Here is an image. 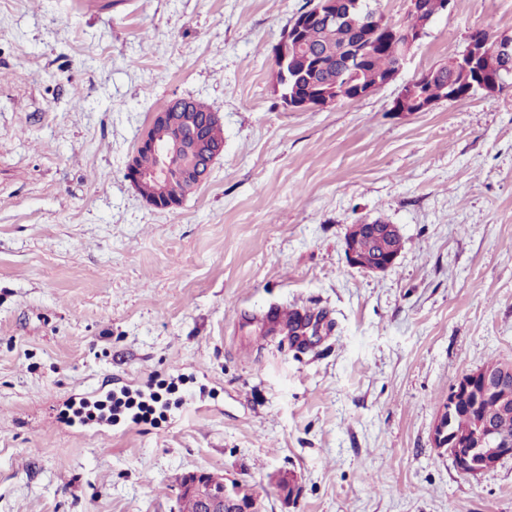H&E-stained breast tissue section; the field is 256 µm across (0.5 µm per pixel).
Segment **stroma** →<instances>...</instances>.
<instances>
[{"mask_svg":"<svg viewBox=\"0 0 512 512\" xmlns=\"http://www.w3.org/2000/svg\"><path fill=\"white\" fill-rule=\"evenodd\" d=\"M306 5L0 0V512H177L196 470L265 512H512V459L471 478L432 444L453 384L512 363V92L289 110L273 49ZM477 28L512 35V0H455L400 81ZM182 97L224 152L160 211L125 169ZM376 220L402 237L378 274L344 253ZM276 305L314 334L269 330ZM141 379L163 413L71 423L72 394Z\"/></svg>","mask_w":512,"mask_h":512,"instance_id":"1","label":"stroma"}]
</instances>
